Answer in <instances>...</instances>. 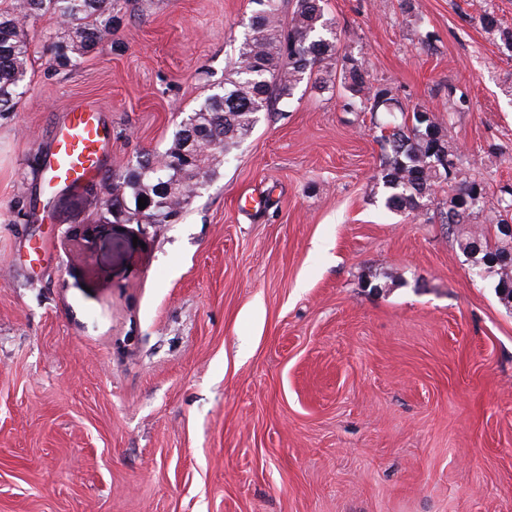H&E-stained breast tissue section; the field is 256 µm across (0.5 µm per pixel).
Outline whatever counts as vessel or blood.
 <instances>
[{
    "label": "vessel or blood",
    "instance_id": "b4317fda",
    "mask_svg": "<svg viewBox=\"0 0 512 512\" xmlns=\"http://www.w3.org/2000/svg\"><path fill=\"white\" fill-rule=\"evenodd\" d=\"M106 140L107 132L97 112L89 108L69 112L46 162L51 187L77 184L98 169Z\"/></svg>",
    "mask_w": 512,
    "mask_h": 512
}]
</instances>
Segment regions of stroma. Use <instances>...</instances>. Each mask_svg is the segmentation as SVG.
I'll return each instance as SVG.
<instances>
[{
	"instance_id": "1",
	"label": "stroma",
	"mask_w": 512,
	"mask_h": 512,
	"mask_svg": "<svg viewBox=\"0 0 512 512\" xmlns=\"http://www.w3.org/2000/svg\"><path fill=\"white\" fill-rule=\"evenodd\" d=\"M337 54L512 188V0H327ZM250 0H130L78 68L30 23L0 115V512H512V306L441 222L388 213L378 114L341 86L258 116L177 222L88 237L136 155L223 86ZM97 196L47 194L71 108ZM106 140L107 132L97 112L91 108L69 112L54 137L53 150L46 162L50 186L75 185L98 169Z\"/></svg>"
}]
</instances>
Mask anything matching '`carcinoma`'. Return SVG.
I'll return each instance as SVG.
<instances>
[{"label": "carcinoma", "mask_w": 512, "mask_h": 512, "mask_svg": "<svg viewBox=\"0 0 512 512\" xmlns=\"http://www.w3.org/2000/svg\"><path fill=\"white\" fill-rule=\"evenodd\" d=\"M129 0H5L0 6V113L15 110L27 86L30 21L50 16L60 32L45 37L53 60L66 66L94 51L112 37L118 14ZM257 9L249 18L248 32L239 49L235 71L224 79L221 91L209 95L187 115L161 155L149 152L137 157L123 177V190L101 201L102 220L108 224L121 217L124 224H166L182 215L197 194L196 183L216 173L241 140L248 136L261 112L272 111V100L292 96L303 83L321 82L317 68L333 76L336 64L335 22L325 11L324 0H294L288 27L279 16L280 0H252ZM481 25L512 43V29H503L492 13ZM347 92V106L383 112L389 116L379 125L381 145L380 188L384 207L392 213L419 215L435 194L448 186V211L442 223L457 237L464 256L473 258L477 271L497 276L494 288L501 300L512 303V239L495 234L462 233L473 216L484 208V186L467 176L460 156L442 137V120L432 116L438 133L432 137L419 120L424 108L412 116H396L399 102L386 88L369 81L363 62L344 58L339 74ZM147 198L141 210L138 199ZM501 209L486 215L488 224H505L512 208V189L500 200Z\"/></svg>", "instance_id": "1"}]
</instances>
